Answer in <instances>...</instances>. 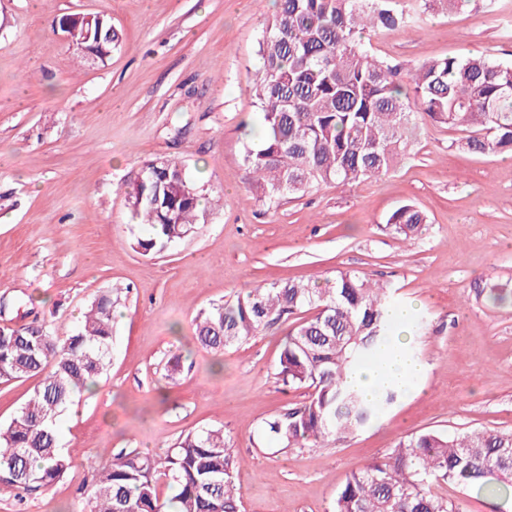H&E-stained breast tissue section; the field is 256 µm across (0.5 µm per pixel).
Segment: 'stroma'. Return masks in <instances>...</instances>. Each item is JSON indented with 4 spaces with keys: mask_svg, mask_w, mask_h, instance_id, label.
<instances>
[{
    "mask_svg": "<svg viewBox=\"0 0 512 512\" xmlns=\"http://www.w3.org/2000/svg\"><path fill=\"white\" fill-rule=\"evenodd\" d=\"M273 11V0H0V329L46 323L66 336L99 292L118 299L106 371L58 419L70 468L42 494L0 487V512H83L94 467L164 454L202 427L237 450L242 512H332L351 470L412 433L512 431V305L487 298L512 289V160L427 123L389 174L267 208L243 154L259 133L250 85ZM66 14L107 16L123 41L105 62L87 59L57 24ZM367 47L406 72L445 56L511 63L512 0L436 6ZM158 158L181 161L218 204L144 255L125 192ZM406 203L429 218L411 239L386 223ZM341 271L413 308L424 370L345 441L260 442L264 419L304 399L277 377L294 318L221 354L197 343L194 318L257 285L323 286ZM434 490L457 512H512L451 483Z\"/></svg>",
    "mask_w": 512,
    "mask_h": 512,
    "instance_id": "stroma-1",
    "label": "stroma"
}]
</instances>
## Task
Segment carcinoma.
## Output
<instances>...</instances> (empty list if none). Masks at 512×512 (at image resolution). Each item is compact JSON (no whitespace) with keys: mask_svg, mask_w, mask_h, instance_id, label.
<instances>
[{"mask_svg":"<svg viewBox=\"0 0 512 512\" xmlns=\"http://www.w3.org/2000/svg\"><path fill=\"white\" fill-rule=\"evenodd\" d=\"M420 15L405 0H275L259 42L261 65L251 86L260 135L244 164L256 200L269 207L322 183L377 178L408 154L419 121L468 133L463 147L479 155L512 152V63L483 56H447L420 63L408 82L365 46L372 33L413 26ZM73 42L105 61L120 42L103 15L71 14ZM204 187L182 163L144 165L126 201L146 233L145 255L186 238L206 217ZM396 233L422 232L426 215L405 204L387 219ZM391 289L341 272L325 288L288 281L252 288L232 304H214L195 318V337L223 351L246 342L285 314H314L288 333L278 360L284 385L308 389L302 404L271 416L261 436L282 449L313 439L343 441L368 427L403 396L389 382L365 400L351 374L385 355L415 356L393 336ZM112 292L99 294L76 333L58 336L45 324L0 330V380L44 375L5 429H0V486L28 495L48 491L71 466L56 422L73 395L96 383L112 345ZM238 455L224 430L182 435L163 456L130 453L94 470L89 512H240ZM175 488L160 495L158 476ZM512 475V432L428 430L401 439L380 459L351 472L334 512H455L432 491L443 481L502 498L493 480Z\"/></svg>","mask_w":512,"mask_h":512,"instance_id":"cac0c4a2","label":"carcinoma"}]
</instances>
